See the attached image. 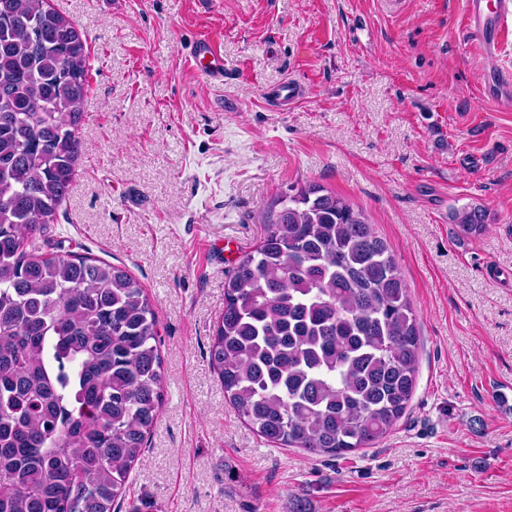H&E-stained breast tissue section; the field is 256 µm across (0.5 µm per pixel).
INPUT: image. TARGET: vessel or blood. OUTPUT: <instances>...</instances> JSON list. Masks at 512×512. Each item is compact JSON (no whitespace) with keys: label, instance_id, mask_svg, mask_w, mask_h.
<instances>
[{"label":"vessel or blood","instance_id":"1","mask_svg":"<svg viewBox=\"0 0 512 512\" xmlns=\"http://www.w3.org/2000/svg\"><path fill=\"white\" fill-rule=\"evenodd\" d=\"M466 25L474 53L488 55L512 39V0H466ZM190 64L198 73L220 80L224 62L215 40H199L190 56Z\"/></svg>","mask_w":512,"mask_h":512}]
</instances>
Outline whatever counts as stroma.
I'll use <instances>...</instances> for the list:
<instances>
[{"instance_id":"obj_1","label":"stroma","mask_w":512,"mask_h":512,"mask_svg":"<svg viewBox=\"0 0 512 512\" xmlns=\"http://www.w3.org/2000/svg\"><path fill=\"white\" fill-rule=\"evenodd\" d=\"M85 38V149L40 252L125 265L155 300L164 401L121 512H512V44L463 0H50ZM219 39L224 78L193 72ZM302 88L292 105L278 85ZM319 185L391 246L421 351L406 413L342 458L275 448L206 354L269 202ZM486 229L463 236L456 212ZM465 15L471 48L476 54H493L512 38L511 0H466ZM455 219L465 234L479 235L484 231L486 214L481 208L464 209L456 213Z\"/></svg>"}]
</instances>
